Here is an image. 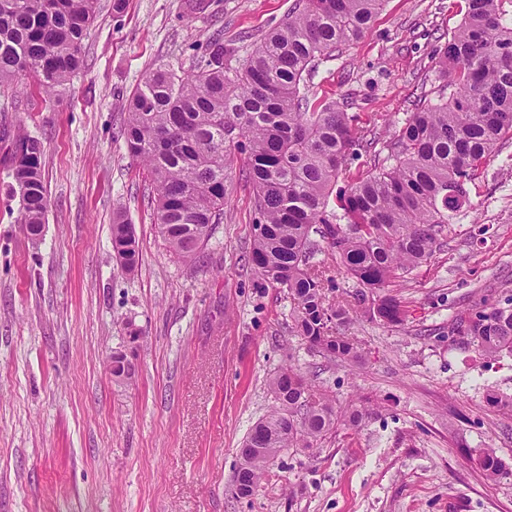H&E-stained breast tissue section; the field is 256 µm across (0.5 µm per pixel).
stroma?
<instances>
[{"label":"stroma","mask_w":512,"mask_h":512,"mask_svg":"<svg viewBox=\"0 0 512 512\" xmlns=\"http://www.w3.org/2000/svg\"><path fill=\"white\" fill-rule=\"evenodd\" d=\"M98 0L85 63L57 95L30 77L0 90V512H512V476L490 481L480 449L512 461V356L493 360L448 336L484 288L512 296V139L467 182L466 206L431 260L391 293L389 324L341 326L358 360L312 349L285 291L256 288L247 265L257 214L244 157L232 155L224 222L202 250L175 254L152 187L115 132L156 68L188 71L214 32L247 55L295 0ZM465 0H385L370 29L321 63L309 95L349 100L360 134L384 142L439 83L431 56L460 26ZM39 139L45 224L20 222L8 151ZM123 210L141 264L121 269L112 224ZM140 330L136 373L108 357ZM293 365L338 411L371 398L361 428L339 422L318 450L288 452L240 499L238 450L272 404L270 377Z\"/></svg>","instance_id":"35a3bbf8"}]
</instances>
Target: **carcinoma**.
<instances>
[{
    "mask_svg": "<svg viewBox=\"0 0 512 512\" xmlns=\"http://www.w3.org/2000/svg\"><path fill=\"white\" fill-rule=\"evenodd\" d=\"M383 0H297L280 24L244 57L210 37L193 67L150 73L132 95L119 128L130 156L147 169L157 221L170 247L198 252L222 223L231 155H246L258 221L247 263L259 288H282L293 300L295 330L314 349L348 358L354 344L332 334L352 320L349 308L325 306L322 271L312 264L320 244L336 253L356 279V305L388 323L402 320L399 301L381 293L430 260L443 246L446 224L467 204L471 172L512 134V27L503 0H468L448 43L433 51L448 82L439 102L421 105L383 146L385 164L329 198L348 160L364 147L349 103L311 102L307 78L319 62L358 41ZM97 0H0V87L32 75L54 93L83 65L82 45ZM453 91H448V88ZM40 140L19 134L11 166L21 222L41 228L47 211ZM112 250L131 272L140 254L122 212L112 224ZM448 335L489 356L512 355V297L482 298L456 316ZM132 347L112 356V375L131 378ZM274 403L239 449L234 491L253 496L270 465L287 448L318 449L336 428L332 399L288 365L269 382ZM484 476L509 473L493 448L476 459Z\"/></svg>",
    "mask_w": 512,
    "mask_h": 512,
    "instance_id": "obj_1",
    "label": "carcinoma"
}]
</instances>
